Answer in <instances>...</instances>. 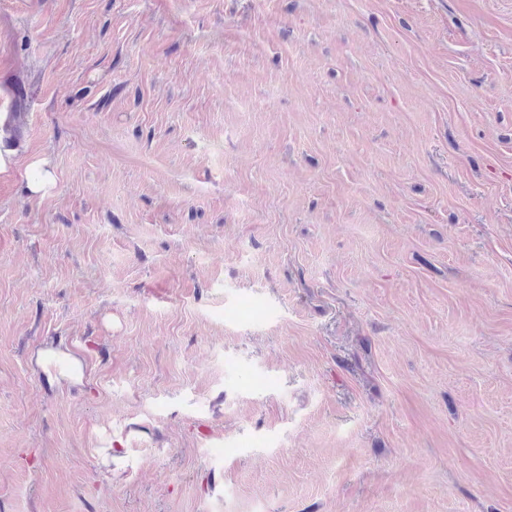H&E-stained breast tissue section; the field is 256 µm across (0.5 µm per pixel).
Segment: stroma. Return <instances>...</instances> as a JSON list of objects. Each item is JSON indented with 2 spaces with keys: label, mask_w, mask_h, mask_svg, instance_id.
Segmentation results:
<instances>
[{
  "label": "stroma",
  "mask_w": 512,
  "mask_h": 512,
  "mask_svg": "<svg viewBox=\"0 0 512 512\" xmlns=\"http://www.w3.org/2000/svg\"><path fill=\"white\" fill-rule=\"evenodd\" d=\"M1 112L0 512H512V0H0ZM7 127L6 115L0 114V174H7L18 168L25 156L17 147H7L6 140L11 136ZM35 170L34 177L28 176L26 179L27 193L32 197H44L54 187L55 178L52 171V164L47 158H40L28 165ZM40 363L53 380L75 381L81 377L80 363L68 349H50L41 357ZM52 365H60L56 373L50 371Z\"/></svg>",
  "instance_id": "stroma-1"
}]
</instances>
